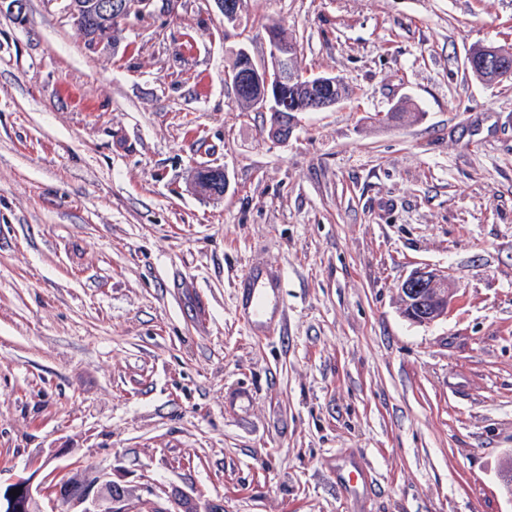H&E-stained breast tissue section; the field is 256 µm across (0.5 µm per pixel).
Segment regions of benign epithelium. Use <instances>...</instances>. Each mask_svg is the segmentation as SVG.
<instances>
[{"instance_id": "7a95c632", "label": "benign epithelium", "mask_w": 512, "mask_h": 512, "mask_svg": "<svg viewBox=\"0 0 512 512\" xmlns=\"http://www.w3.org/2000/svg\"><path fill=\"white\" fill-rule=\"evenodd\" d=\"M162 2L163 11L176 14L181 0H134L127 5L125 0H92L94 15L105 21L106 37L85 35L80 22L74 27L85 36L89 48L97 49L112 40V27L126 23V12L139 16L151 15L155 2ZM217 9L224 15V24L231 25L238 20V0H213ZM269 53L262 62H255L251 55L240 49V61L237 67L226 76L235 96L253 100L264 112L271 114L269 135L278 140H288L296 117L295 112H315L333 108L345 97L336 94V86L341 79L330 73L307 75L300 66L299 50L296 44L287 39L282 29L272 25L267 29ZM466 68L470 72H486L499 81L512 78V59L494 46H477L469 50ZM303 84L308 89L307 97L301 104H289L288 88ZM455 288L451 276L446 271L430 268L415 270L401 285L400 296L402 312L408 319L421 324H433L448 312V305ZM97 481L90 480L82 484L77 492L71 491L69 479L54 480L43 488V494L53 496L67 506L64 512H73V508L82 507L81 512H129L124 505V496L111 487V494L105 504H99L98 496L92 494ZM17 494H11L12 490ZM35 494L32 486L25 480L17 481L6 487L0 486V512H32Z\"/></svg>"}]
</instances>
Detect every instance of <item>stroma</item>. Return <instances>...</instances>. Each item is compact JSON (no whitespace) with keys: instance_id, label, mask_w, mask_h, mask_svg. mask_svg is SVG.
<instances>
[{"instance_id":"35a3bbf8","label":"stroma","mask_w":512,"mask_h":512,"mask_svg":"<svg viewBox=\"0 0 512 512\" xmlns=\"http://www.w3.org/2000/svg\"><path fill=\"white\" fill-rule=\"evenodd\" d=\"M64 5L0 11V484L94 467L130 512H512V80L465 66L512 45V0H242L233 26L183 0L95 51ZM274 22L355 91L285 142L224 81ZM204 165L223 197L190 187ZM426 266L457 288L431 325L398 293ZM252 269L282 278L266 338L236 310Z\"/></svg>"}]
</instances>
